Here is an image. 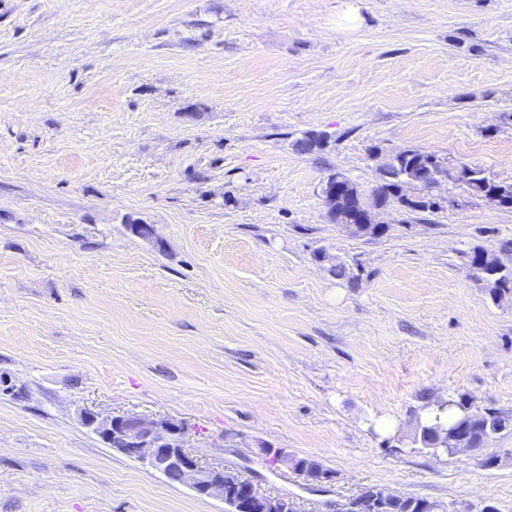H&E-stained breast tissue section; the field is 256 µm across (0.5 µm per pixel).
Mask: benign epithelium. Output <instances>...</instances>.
<instances>
[{
    "instance_id": "benign-epithelium-1",
    "label": "benign epithelium",
    "mask_w": 512,
    "mask_h": 512,
    "mask_svg": "<svg viewBox=\"0 0 512 512\" xmlns=\"http://www.w3.org/2000/svg\"><path fill=\"white\" fill-rule=\"evenodd\" d=\"M81 421L112 449L170 483L186 486L200 497L222 501L225 512H298L290 498L262 493L235 469L202 465L187 448L182 426L168 418L83 413ZM380 508L378 500L356 494L347 502L346 512H380Z\"/></svg>"
}]
</instances>
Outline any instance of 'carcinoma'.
<instances>
[{
	"label": "carcinoma",
	"mask_w": 512,
	"mask_h": 512,
	"mask_svg": "<svg viewBox=\"0 0 512 512\" xmlns=\"http://www.w3.org/2000/svg\"><path fill=\"white\" fill-rule=\"evenodd\" d=\"M454 177L465 182L475 192L497 203L504 208H512V186L490 182L482 171L471 169V177L466 178L457 172L447 171L438 166V159L428 153L412 150L396 155L381 171V183L375 189L373 198L386 202L397 199L407 203L412 208L430 209L435 206L429 198L431 187L444 177ZM414 179V184L424 191L417 200H410L399 192L400 184L408 179ZM328 216L335 224H342L354 235H361L365 230L357 224L358 207L355 203L328 211ZM494 256L485 251L473 252L470 263L473 268L487 277L489 291L493 298L501 300L507 294H512V270L497 269L493 264ZM458 409L456 418L448 422L442 418L447 407ZM428 407L436 409L432 417L419 415L415 419L416 427L409 445L413 448H431L438 455L452 456L456 454V442L451 434L458 428L466 430L467 441L475 447H483L485 440L512 432V412L495 407H485L479 411L472 409L471 399L463 394L450 397L445 402H432ZM291 465L315 477L327 474L329 470L317 460L311 458H296ZM386 512H455L448 506L424 498L411 497L405 502L393 501Z\"/></svg>",
	"instance_id": "carcinoma-1"
}]
</instances>
